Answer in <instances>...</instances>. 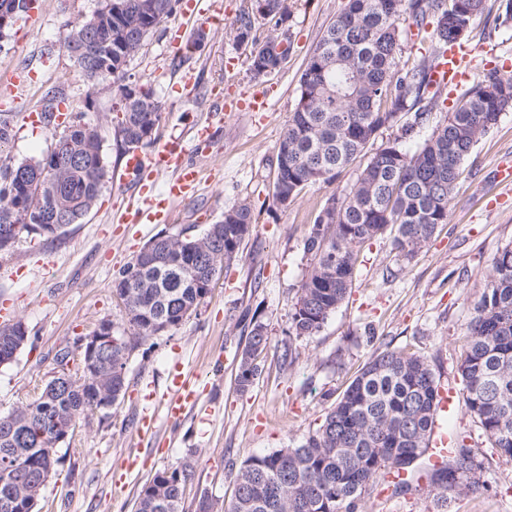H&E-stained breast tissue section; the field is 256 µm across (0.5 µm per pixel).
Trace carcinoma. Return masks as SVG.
Returning a JSON list of instances; mask_svg holds the SVG:
<instances>
[{"label": "carcinoma", "instance_id": "carcinoma-1", "mask_svg": "<svg viewBox=\"0 0 512 512\" xmlns=\"http://www.w3.org/2000/svg\"><path fill=\"white\" fill-rule=\"evenodd\" d=\"M112 0V12L72 26L65 47L86 83L110 80L122 112L124 151L149 142L162 104L152 88L136 84L129 96V60L149 33L173 13L175 0ZM256 13L275 21L277 35L251 54L260 78L281 66L288 51V0H254ZM486 0H348L323 33L300 76V93L278 143L273 198L281 206L305 188L333 185L357 159L367 158L356 180L330 194L305 240V279L291 307L289 335H316L350 292L358 253L388 227L407 260L448 223V206L479 139L512 110V77L493 67L453 101L444 121L414 152L399 142L429 123L440 94L432 89L435 55L467 41ZM431 26V51L411 68L402 53L398 20ZM412 113L401 135L373 148L378 135ZM16 113L0 112V255L19 238H55L92 209L107 178L99 126L80 114L53 136L39 157H8ZM250 208L238 205L200 235H159L127 263L114 290L132 332L117 336L89 373L70 346L54 363L72 360L68 377H52L35 395L0 416V512H36L42 490L59 463L60 433L93 415L92 406L125 395L127 364L141 341L161 336L197 313L224 265L238 257L252 232ZM23 322L0 327V362L26 344ZM269 343L267 325L254 317L238 359L236 385L248 390L260 374L258 358ZM465 407L493 447L512 457V246L499 249L485 290L474 304L460 349ZM439 381L427 359L390 346L357 372L314 432L295 446L245 460L236 474L231 512H357L371 482L389 467L411 474L428 448L435 424ZM481 463L460 436L448 466L430 485L439 501L465 489L477 493ZM193 466L186 461L156 473L143 487L137 512H185Z\"/></svg>", "mask_w": 512, "mask_h": 512}]
</instances>
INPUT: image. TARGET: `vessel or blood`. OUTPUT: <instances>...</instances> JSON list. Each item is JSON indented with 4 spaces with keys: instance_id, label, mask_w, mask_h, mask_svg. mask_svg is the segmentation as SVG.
I'll list each match as a JSON object with an SVG mask.
<instances>
[{
    "instance_id": "b4317fda",
    "label": "vessel or blood",
    "mask_w": 512,
    "mask_h": 512,
    "mask_svg": "<svg viewBox=\"0 0 512 512\" xmlns=\"http://www.w3.org/2000/svg\"><path fill=\"white\" fill-rule=\"evenodd\" d=\"M219 11L217 0H186L183 17L189 21L203 19L211 23ZM473 67V50L469 45H450L438 53L430 71L434 88L456 93L470 80ZM164 172L169 173L170 179L163 194L158 196L149 182ZM123 181L133 187L134 193L126 212L120 217L121 222L165 224L171 219L173 204L194 194L200 184V171L196 165L185 162L178 148L168 143L148 155L137 150L128 152ZM168 391L167 418L172 422L178 421L186 409L198 406L201 401L199 382L189 379L178 365L172 368ZM448 445L447 432L434 431L423 458V469L429 471L445 465L449 456ZM406 477V472L394 468L384 471L375 484L377 500L388 503L393 497L394 487Z\"/></svg>"
}]
</instances>
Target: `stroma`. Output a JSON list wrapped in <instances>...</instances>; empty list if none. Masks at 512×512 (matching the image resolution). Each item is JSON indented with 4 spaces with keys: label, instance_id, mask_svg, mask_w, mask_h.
Instances as JSON below:
<instances>
[{
    "label": "stroma",
    "instance_id": "obj_1",
    "mask_svg": "<svg viewBox=\"0 0 512 512\" xmlns=\"http://www.w3.org/2000/svg\"><path fill=\"white\" fill-rule=\"evenodd\" d=\"M222 2V25L203 22L186 30V39H198V47L175 51L168 22L146 37L127 66L133 79L152 86L163 105L155 140L143 145V152L177 141L186 149V161L205 164L197 194L175 204L170 224L112 221L127 204L120 190L126 156L112 110V84L89 87L64 46L71 25L90 17L102 0H35L34 20L19 17L0 39V79L20 67L38 73L13 105L18 115L13 160L39 156L50 147L51 131L31 125L24 115L59 96L69 113L100 122L108 170L95 206L80 223L56 239L22 236L13 253L0 258V309L21 319L30 336L16 359L0 366V413L28 401L34 387L51 378L55 352L75 337L91 333L105 319L114 331L126 328L113 282L149 240L159 234L200 235L239 204L249 206L253 216L252 233L197 314L141 342L129 361L124 398L108 414L80 422L76 436L62 445L40 512H134L137 496L154 475L186 460L194 467L186 512H193L195 498L203 494L230 504L240 464L302 441L357 369L389 345L425 356L440 383L463 388L457 372L460 338L485 289L494 254L512 243V187L499 186L493 177L499 163L512 162V111L475 145L450 201L448 222L423 251L407 261L399 257L391 233L374 239L359 254L350 293L321 331L289 337L292 301L307 274L306 237L331 189L353 183L358 169H347L334 187L306 188L284 208L272 196L276 151L306 61L347 0H289L288 58L261 78L253 77L249 58L273 35V21L257 19L248 41H237L235 20L252 2ZM472 28L471 46L491 43L500 62L512 63V20L482 13ZM217 85L225 97L241 103L240 111L228 116L219 111L211 96ZM258 93L266 97L268 111H247ZM201 125L210 129L204 150L195 148L192 138ZM48 260L54 264L49 275L43 269ZM255 313L268 326L270 344L260 358V375L242 392L235 381L236 355L247 340L243 322ZM287 344L297 356L290 365L281 359ZM177 361L206 384L203 397L213 412L204 419L189 411L174 423L158 416V435L136 443L135 418L145 406L143 396L166 390ZM449 428L465 437L483 465L480 494H453L443 508L427 486L394 496L382 507L369 491L358 512H512V458L491 447L464 403H457ZM152 448L158 454L151 462L123 486L113 485V467L125 454Z\"/></svg>",
    "mask_w": 512,
    "mask_h": 512
}]
</instances>
